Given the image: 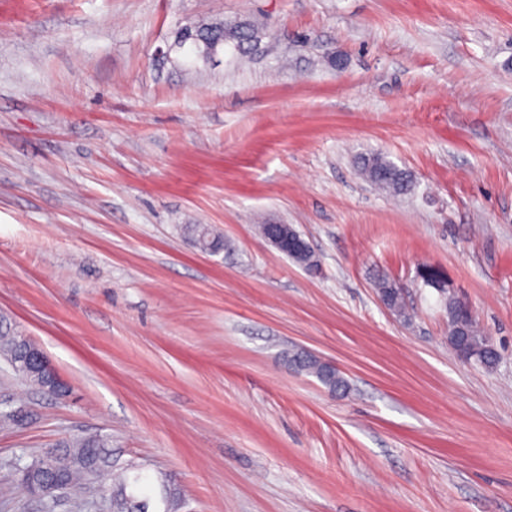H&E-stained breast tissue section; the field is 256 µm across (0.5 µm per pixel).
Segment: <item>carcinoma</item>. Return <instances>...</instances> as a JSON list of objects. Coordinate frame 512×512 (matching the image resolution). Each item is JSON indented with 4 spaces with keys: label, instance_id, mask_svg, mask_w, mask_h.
I'll list each match as a JSON object with an SVG mask.
<instances>
[{
    "label": "carcinoma",
    "instance_id": "obj_1",
    "mask_svg": "<svg viewBox=\"0 0 512 512\" xmlns=\"http://www.w3.org/2000/svg\"><path fill=\"white\" fill-rule=\"evenodd\" d=\"M256 39L250 25L228 26L222 22H213L194 29L185 28L176 37V46L190 45L195 55L203 60L214 56V47H222L232 42L241 47ZM360 171L371 183L388 190L395 195L410 192V175L381 154H371L360 158ZM187 228L197 243L219 252L224 248V240L203 224H189ZM379 294L386 297L389 307L404 313L401 293L392 288V282L381 279L376 284ZM448 346L460 358L473 361L487 370L497 367L500 353L492 340L478 327L472 312L462 308L459 300L448 298ZM22 339L10 318L0 314V355L10 366L22 359ZM290 360L302 373L316 377L333 392H347L348 380L342 376H332L325 365L305 357L293 354ZM111 447L108 436L100 433L75 435L58 443L53 450L47 472L51 476L65 478L73 490L80 495L94 496L110 490L112 512H149L150 497L147 494L148 483L145 477L137 473L130 477L122 474L112 476V461L107 448Z\"/></svg>",
    "mask_w": 512,
    "mask_h": 512
}]
</instances>
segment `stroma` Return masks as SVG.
Returning a JSON list of instances; mask_svg holds the SVG:
<instances>
[{
    "label": "stroma",
    "instance_id": "obj_1",
    "mask_svg": "<svg viewBox=\"0 0 512 512\" xmlns=\"http://www.w3.org/2000/svg\"><path fill=\"white\" fill-rule=\"evenodd\" d=\"M212 20L256 45L175 48ZM375 153L410 194L358 174ZM451 296L495 369L449 349ZM0 313L72 390L0 360L32 415L0 427V512H72L18 468L96 431L178 512H512V0H0ZM187 228L192 233L195 243H202L206 248L219 252L224 248V240L213 230L203 224H189ZM266 241L279 253L288 257L307 246V241L290 224H269L264 233ZM290 360L296 364L298 370L302 373L316 377L324 386L332 392H347L350 389L348 380L343 375H336L335 378L329 373L326 366L341 372L336 368V364L329 360H322L326 365L319 363L309 357L294 353L290 356ZM291 361H288V368L296 370Z\"/></svg>",
    "mask_w": 512,
    "mask_h": 512
}]
</instances>
